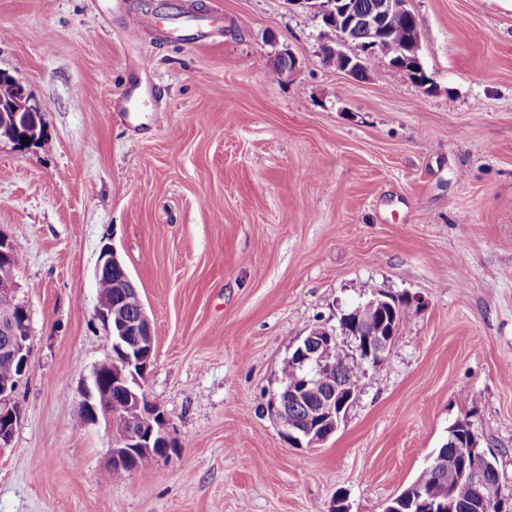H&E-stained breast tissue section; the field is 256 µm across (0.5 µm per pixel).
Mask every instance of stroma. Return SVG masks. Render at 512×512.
Listing matches in <instances>:
<instances>
[{
    "label": "stroma",
    "instance_id": "obj_1",
    "mask_svg": "<svg viewBox=\"0 0 512 512\" xmlns=\"http://www.w3.org/2000/svg\"><path fill=\"white\" fill-rule=\"evenodd\" d=\"M406 5L426 86L381 56L361 78L326 65L288 0H0V75L42 118L36 143L0 141L31 327L0 512H384L463 418L512 507V0ZM176 9L208 38L167 36ZM142 53L158 125L115 109ZM107 247L153 324L145 390L173 443L120 479L111 433L76 424L110 352ZM375 293L411 303L387 359L327 441L291 444L269 393L312 328Z\"/></svg>",
    "mask_w": 512,
    "mask_h": 512
}]
</instances>
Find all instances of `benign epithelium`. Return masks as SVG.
Instances as JSON below:
<instances>
[{
	"label": "benign epithelium",
	"instance_id": "benign-epithelium-1",
	"mask_svg": "<svg viewBox=\"0 0 512 512\" xmlns=\"http://www.w3.org/2000/svg\"><path fill=\"white\" fill-rule=\"evenodd\" d=\"M289 4L313 12L323 25L336 30L332 43L322 47L344 57L343 71L356 75L351 59L358 60L383 52L388 41L386 19L400 13L397 0H376L371 11L360 15L347 0H289ZM362 29L368 40L351 53V30ZM420 44L414 39L396 57L388 58L394 68L413 74L423 66L419 57ZM16 96L9 112L0 115V138L20 144L27 138L34 142L42 133L40 115L28 105L21 85L15 86ZM15 248L0 233V357L16 363L19 375L0 379V450L11 442L19 412L11 406L12 396L21 377L29 368V338L31 328L26 306L17 297L19 267L14 264ZM112 275V295L98 297L96 317L102 323L111 345L108 356L96 364L81 389L79 416L83 424L102 423L112 429L118 415L126 422L123 436L115 438L108 450L110 469L131 472L142 456L162 457L168 454L170 439L167 417L146 395L145 381L154 355V331L138 289L125 266L113 250H104L98 259L95 279ZM342 333L354 337L361 362L378 366L391 350L393 333H383L381 326L353 321L351 328L341 327ZM337 345V334L325 327L313 328L295 349L290 365L292 372L282 386L270 393L267 414L284 429V435L295 443L314 447L327 440L337 430L351 406L352 397L345 394V385L332 379L335 363L330 361V349ZM324 383L320 402L307 410L300 419L288 416V406L302 402V395L315 383ZM470 457L462 467L465 478L476 488L480 508L489 512L495 502L488 474L482 463L483 454L477 449L463 448ZM448 507L456 512V504L446 493L420 504L421 512H437Z\"/></svg>",
	"mask_w": 512,
	"mask_h": 512
}]
</instances>
